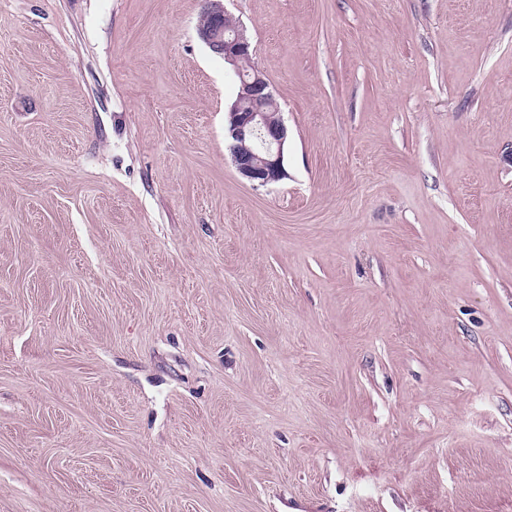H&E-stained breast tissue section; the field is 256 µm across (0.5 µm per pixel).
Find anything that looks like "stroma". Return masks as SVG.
I'll use <instances>...</instances> for the list:
<instances>
[{"instance_id": "35a3bbf8", "label": "stroma", "mask_w": 512, "mask_h": 512, "mask_svg": "<svg viewBox=\"0 0 512 512\" xmlns=\"http://www.w3.org/2000/svg\"><path fill=\"white\" fill-rule=\"evenodd\" d=\"M0 0V512H512V0ZM220 1L203 0L197 34L240 76L239 91L227 112L231 158L240 175L253 186L264 187L286 177L288 131L280 111L269 107L274 96L264 74L252 62L250 43ZM246 142L253 144L254 150H243Z\"/></svg>"}]
</instances>
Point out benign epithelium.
<instances>
[{"label": "benign epithelium", "mask_w": 512, "mask_h": 512, "mask_svg": "<svg viewBox=\"0 0 512 512\" xmlns=\"http://www.w3.org/2000/svg\"><path fill=\"white\" fill-rule=\"evenodd\" d=\"M199 38L240 76L235 101L227 112L230 153L236 170L256 187L286 177L287 127L281 113L272 109L270 85L252 62L250 43L220 0H203Z\"/></svg>", "instance_id": "benign-epithelium-1"}]
</instances>
